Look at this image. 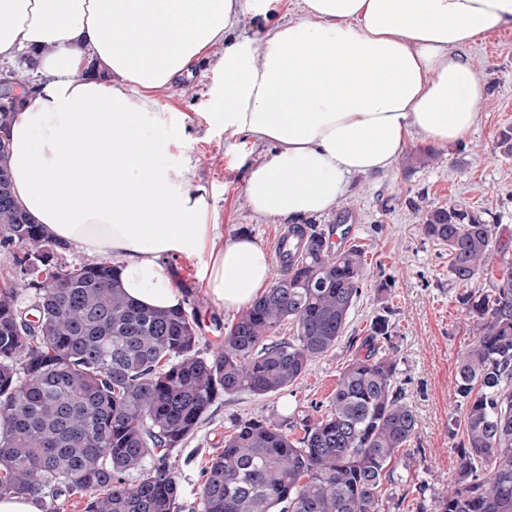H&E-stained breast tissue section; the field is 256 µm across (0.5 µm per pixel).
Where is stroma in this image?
Here are the masks:
<instances>
[{
	"label": "stroma",
	"instance_id": "stroma-1",
	"mask_svg": "<svg viewBox=\"0 0 512 512\" xmlns=\"http://www.w3.org/2000/svg\"><path fill=\"white\" fill-rule=\"evenodd\" d=\"M462 53L486 84L481 120L472 133L448 146L414 136L389 170L352 178L336 209L312 218L324 229L349 225L350 242L365 251L366 281L350 312L346 335H365L381 306L393 311L398 379L417 419L407 448V477L420 487L429 508L447 493L458 469L455 433L462 428L463 414L453 400L455 365L473 336L457 301L464 287L448 273L447 247L423 234L422 209L455 203L490 213L498 222L500 243L512 250V156L498 148L501 130L512 127V29L491 31ZM219 79L212 61L201 59L179 88L162 95L161 101L190 117L191 153L198 161V175L209 186L221 231L228 237L248 234L271 252L289 222L249 209L244 192L247 170L238 164L239 155L258 161L271 147L246 136L228 139L223 128L208 123L210 89ZM169 266L175 286L191 291L201 349L217 351L225 326L236 322V314L224 312L206 297L198 260L179 256ZM352 355L346 343H339L311 362L281 396L239 393L215 400L194 435L172 455L180 485L176 512H202L204 471L223 449L233 424L250 418L278 423L294 413L324 414Z\"/></svg>",
	"mask_w": 512,
	"mask_h": 512
}]
</instances>
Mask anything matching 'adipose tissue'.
<instances>
[{"label": "adipose tissue", "mask_w": 512, "mask_h": 512, "mask_svg": "<svg viewBox=\"0 0 512 512\" xmlns=\"http://www.w3.org/2000/svg\"><path fill=\"white\" fill-rule=\"evenodd\" d=\"M240 12L241 0H0V59L36 51L42 78L10 127L12 194L57 241L117 261L145 308L182 306L172 255L203 260L227 311L272 276L261 245L214 224L188 116L160 102L202 57L224 49L209 123L274 146L248 166V206L294 219L333 210L413 134L468 136L486 88L460 50L512 25V0H300L298 19L240 40Z\"/></svg>", "instance_id": "1"}]
</instances>
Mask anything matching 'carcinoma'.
<instances>
[{
    "label": "carcinoma",
    "mask_w": 512,
    "mask_h": 512,
    "mask_svg": "<svg viewBox=\"0 0 512 512\" xmlns=\"http://www.w3.org/2000/svg\"><path fill=\"white\" fill-rule=\"evenodd\" d=\"M0 89V131L22 100ZM11 190L10 147L0 137V192ZM424 235L448 247V272L489 288L458 297L473 341L458 358L454 401L465 432L454 486L436 512H512V259L497 225L458 204L428 206ZM284 272L224 329V345L200 350L186 309H145L125 294L114 266L54 262L66 245L16 205L0 203V247L14 268L0 275V497L26 493L54 512L61 496H87L86 512H175L170 463L219 397L281 394L336 348L361 295L360 246L332 249L316 224L289 227ZM392 311L371 319L316 419L296 440L285 424L241 420L205 471L203 512H382L416 429L398 385ZM289 321V341L270 337Z\"/></svg>",
    "instance_id": "obj_1"
}]
</instances>
